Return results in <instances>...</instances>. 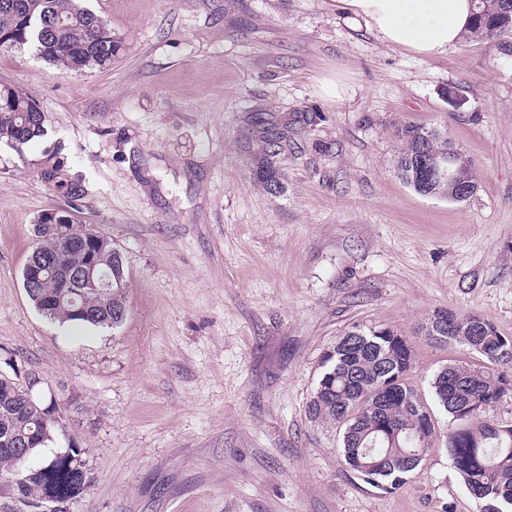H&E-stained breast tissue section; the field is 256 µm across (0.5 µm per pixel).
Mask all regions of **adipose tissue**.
Masks as SVG:
<instances>
[{"instance_id": "obj_1", "label": "adipose tissue", "mask_w": 512, "mask_h": 512, "mask_svg": "<svg viewBox=\"0 0 512 512\" xmlns=\"http://www.w3.org/2000/svg\"><path fill=\"white\" fill-rule=\"evenodd\" d=\"M384 44L423 57L454 49L470 31L472 0H337Z\"/></svg>"}]
</instances>
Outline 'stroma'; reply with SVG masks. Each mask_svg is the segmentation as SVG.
<instances>
[{
  "mask_svg": "<svg viewBox=\"0 0 512 512\" xmlns=\"http://www.w3.org/2000/svg\"><path fill=\"white\" fill-rule=\"evenodd\" d=\"M124 39L105 70L0 49L48 136L0 141V373L66 405L53 448H86L92 484L35 503L0 475V512H477L448 461L441 367L466 347L421 326L479 313L512 336V37L427 58L376 39L334 0H84ZM345 82L342 99L320 84ZM460 104L451 106L449 94ZM282 133L268 193L255 116ZM444 129L475 163L468 199L398 174V129ZM62 143L88 195L78 223L124 259L113 329L61 325L23 287L32 226L65 202L36 175ZM410 339V383L439 435L386 490L309 419L326 352L354 325Z\"/></svg>",
  "mask_w": 512,
  "mask_h": 512,
  "instance_id": "35a3bbf8",
  "label": "stroma"
}]
</instances>
